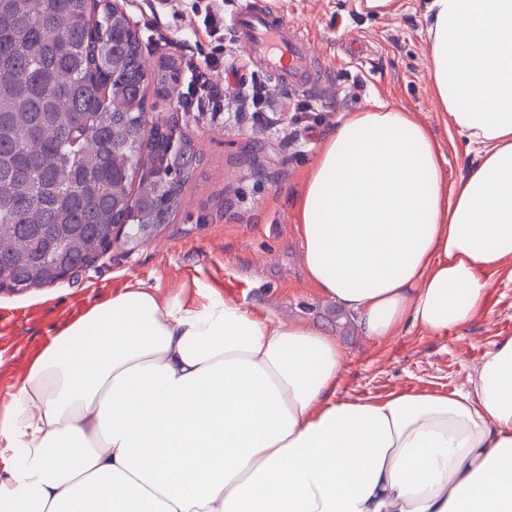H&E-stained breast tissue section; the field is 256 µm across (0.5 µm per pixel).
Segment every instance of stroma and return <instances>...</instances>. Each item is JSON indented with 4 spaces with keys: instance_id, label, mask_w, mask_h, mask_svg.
Masks as SVG:
<instances>
[{
    "instance_id": "stroma-1",
    "label": "stroma",
    "mask_w": 512,
    "mask_h": 512,
    "mask_svg": "<svg viewBox=\"0 0 512 512\" xmlns=\"http://www.w3.org/2000/svg\"><path fill=\"white\" fill-rule=\"evenodd\" d=\"M308 35L327 68L328 97L320 98L252 67L245 46L228 30L206 36V8L224 15L251 0H121L147 61L168 53L179 66L206 56L224 60L223 117L189 112L174 97L150 95L154 111L189 137L199 156L175 218L144 243L121 241L66 279L15 293L0 290V406L28 372L35 355L65 323L95 300L142 280L168 292L199 280L259 312L299 319L338 338L343 362L337 395L380 398L393 391L448 394L464 388L474 368L503 337L512 336V281L491 277L482 311L467 325L432 335L401 329L380 340L339 320L333 304L308 284L294 224V201L322 140L344 112L373 100L416 112L440 140L448 181L468 163L466 143L446 128L428 73L429 41L420 0H397L377 15L365 0H265ZM264 86L269 112L238 109L241 85ZM312 109L295 111L299 101Z\"/></svg>"
}]
</instances>
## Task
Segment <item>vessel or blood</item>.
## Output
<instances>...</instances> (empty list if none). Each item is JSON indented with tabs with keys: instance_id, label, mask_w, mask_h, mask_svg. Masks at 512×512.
<instances>
[{
	"instance_id": "vessel-or-blood-1",
	"label": "vessel or blood",
	"mask_w": 512,
	"mask_h": 512,
	"mask_svg": "<svg viewBox=\"0 0 512 512\" xmlns=\"http://www.w3.org/2000/svg\"><path fill=\"white\" fill-rule=\"evenodd\" d=\"M234 37L251 59L290 82L309 80V40L294 26L263 7H251L229 19Z\"/></svg>"
}]
</instances>
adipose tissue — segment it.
<instances>
[{"label":"adipose tissue","mask_w":512,"mask_h":512,"mask_svg":"<svg viewBox=\"0 0 512 512\" xmlns=\"http://www.w3.org/2000/svg\"><path fill=\"white\" fill-rule=\"evenodd\" d=\"M429 77L475 146L345 113L294 203L305 275L369 338L468 324L512 279V0H425ZM336 337L138 280L58 330L0 409V512H512V336L450 394L337 396Z\"/></svg>","instance_id":"ef3b65f1"}]
</instances>
